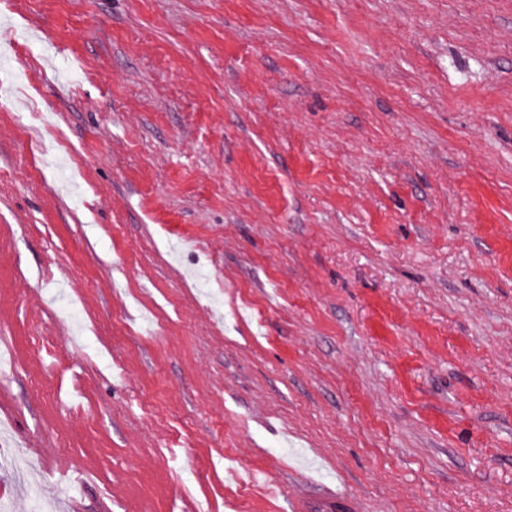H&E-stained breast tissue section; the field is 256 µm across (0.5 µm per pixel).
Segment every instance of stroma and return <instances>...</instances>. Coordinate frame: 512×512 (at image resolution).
<instances>
[{
  "label": "stroma",
  "mask_w": 512,
  "mask_h": 512,
  "mask_svg": "<svg viewBox=\"0 0 512 512\" xmlns=\"http://www.w3.org/2000/svg\"><path fill=\"white\" fill-rule=\"evenodd\" d=\"M7 512H512V0H0Z\"/></svg>",
  "instance_id": "obj_1"
}]
</instances>
